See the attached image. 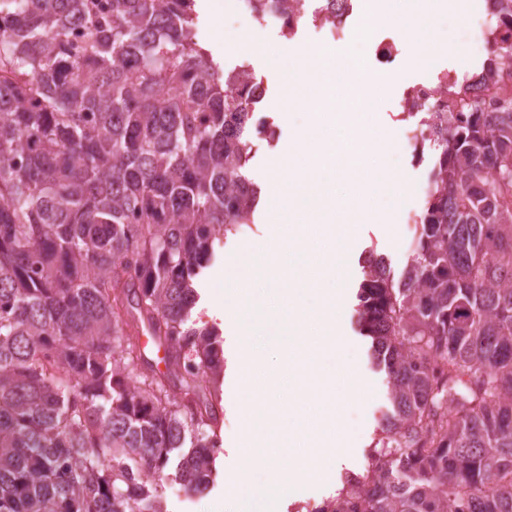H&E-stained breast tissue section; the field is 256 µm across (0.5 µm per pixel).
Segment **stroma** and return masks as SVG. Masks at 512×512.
<instances>
[{"label":"stroma","instance_id":"35a3bbf8","mask_svg":"<svg viewBox=\"0 0 512 512\" xmlns=\"http://www.w3.org/2000/svg\"><path fill=\"white\" fill-rule=\"evenodd\" d=\"M238 0H198L200 27L197 32L199 42L209 50L215 60L235 63L240 53L226 45L227 39L247 30L257 43H276L280 36L269 26L238 23L232 16ZM480 10H471L466 23H458L454 14L441 12L428 18L424 24L425 36L440 49L435 56L434 68H447L458 77L470 76L481 70L489 52L485 48L482 30L478 24ZM457 46V53H448V46ZM433 150H424L417 157L403 155L399 149H392L384 159V166L403 174L410 185L409 192L395 199V221L391 224L362 225L357 239L350 245L352 262L349 269V297L340 311L341 325L349 340L350 354L358 371L369 382L372 393L364 400L352 403L345 416L350 435L351 454L338 462L334 468V478L327 486L315 487L308 497L287 500L281 503L277 512H320L321 508L337 497L342 475L349 470L361 473L370 463V451L381 439V417L387 403V387L384 376L370 368L368 362L369 339L360 336L354 323L355 294L362 279L359 259L365 251L375 250L385 255L394 272H402L410 254V246L415 232L414 225L405 223L406 212H423L429 186V174L434 164ZM254 231L250 236L229 237L221 261L216 262L201 282L198 292L204 297L197 304L194 316L200 323L218 327L223 339L224 376L222 381L223 422L217 434L220 447L215 455L217 475L214 482L200 494L187 493L177 481H167L163 493L164 512H232L230 490L224 482L223 474L228 469H239L245 464L239 454V441L243 430L241 415V385L236 378L237 344L233 331L224 324L222 311L218 308V298L224 287V280L232 270L233 261L245 248L267 238L271 226L267 222L265 205H258L255 213Z\"/></svg>","mask_w":512,"mask_h":512}]
</instances>
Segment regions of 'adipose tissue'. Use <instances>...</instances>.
<instances>
[{
  "instance_id": "obj_1",
  "label": "adipose tissue",
  "mask_w": 512,
  "mask_h": 512,
  "mask_svg": "<svg viewBox=\"0 0 512 512\" xmlns=\"http://www.w3.org/2000/svg\"><path fill=\"white\" fill-rule=\"evenodd\" d=\"M471 0H364L363 15L367 24L389 25L408 38H415L420 19L438 8L468 7Z\"/></svg>"
}]
</instances>
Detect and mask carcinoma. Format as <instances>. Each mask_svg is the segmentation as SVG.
Masks as SVG:
<instances>
[{
  "label": "carcinoma",
  "mask_w": 512,
  "mask_h": 512,
  "mask_svg": "<svg viewBox=\"0 0 512 512\" xmlns=\"http://www.w3.org/2000/svg\"><path fill=\"white\" fill-rule=\"evenodd\" d=\"M0 14V512H163L170 466L213 482L222 341L192 316L260 201L247 101L187 0ZM505 64L512 46L484 71ZM421 134L436 161L407 265L368 252L356 294L383 437L321 512H512V107Z\"/></svg>",
  "instance_id": "1"
}]
</instances>
